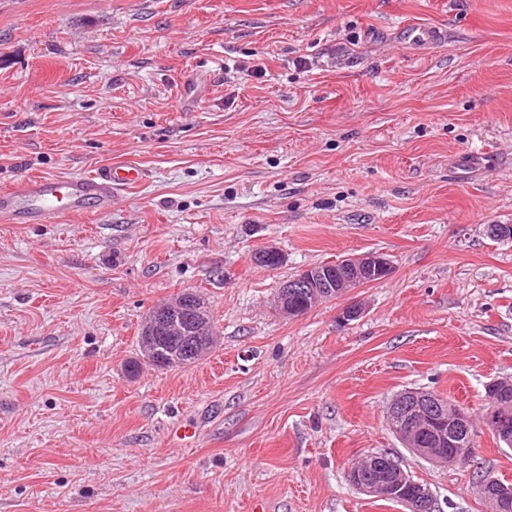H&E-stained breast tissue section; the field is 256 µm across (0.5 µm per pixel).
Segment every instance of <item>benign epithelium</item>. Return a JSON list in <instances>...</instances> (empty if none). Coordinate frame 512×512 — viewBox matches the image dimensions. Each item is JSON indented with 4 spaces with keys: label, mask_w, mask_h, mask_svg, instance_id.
<instances>
[{
    "label": "benign epithelium",
    "mask_w": 512,
    "mask_h": 512,
    "mask_svg": "<svg viewBox=\"0 0 512 512\" xmlns=\"http://www.w3.org/2000/svg\"><path fill=\"white\" fill-rule=\"evenodd\" d=\"M282 260L280 251L266 245L254 252V263L272 266ZM392 271L390 260L380 253L353 255L339 267H311L284 281L276 296V309L299 317L329 298L336 287L339 297L368 283L387 278ZM208 306L203 296L190 293L180 304H160L144 318L140 328V345L148 361L171 366L196 363L204 357L208 341L205 321ZM387 417L393 422L397 438L416 455L438 464L443 458L440 447L448 441V432L462 438L468 431L469 416L458 405L445 404L423 389L406 390L389 405ZM347 480L361 492L375 498L390 497L402 492L408 474L397 463L372 453L362 463L347 469ZM428 494L404 496L399 502L407 512H427Z\"/></svg>",
    "instance_id": "benign-epithelium-1"
}]
</instances>
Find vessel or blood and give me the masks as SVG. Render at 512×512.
Here are the masks:
<instances>
[{
    "mask_svg": "<svg viewBox=\"0 0 512 512\" xmlns=\"http://www.w3.org/2000/svg\"><path fill=\"white\" fill-rule=\"evenodd\" d=\"M147 170L135 163H109L90 174L65 178L35 177L0 192V222L25 218L42 221L88 211H107L116 196L147 181Z\"/></svg>",
    "mask_w": 512,
    "mask_h": 512,
    "instance_id": "vessel-or-blood-1",
    "label": "vessel or blood"
}]
</instances>
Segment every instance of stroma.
I'll list each match as a JSON object with an SVG mask.
<instances>
[{"label":"stroma","instance_id":"obj_1","mask_svg":"<svg viewBox=\"0 0 512 512\" xmlns=\"http://www.w3.org/2000/svg\"><path fill=\"white\" fill-rule=\"evenodd\" d=\"M130 160L111 211L0 223V512H405L346 479L376 451L490 512L512 448L433 464L385 416L416 388L478 419L512 377V0H0V191ZM371 252L388 278L275 309ZM186 289L217 346L128 377ZM311 267L284 281L276 296L275 307L292 317L302 316L295 302L303 305L305 314L330 296L336 284L337 298L354 288L387 278L392 271L390 260L380 253L353 255L341 261L339 267Z\"/></svg>","mask_w":512,"mask_h":512}]
</instances>
